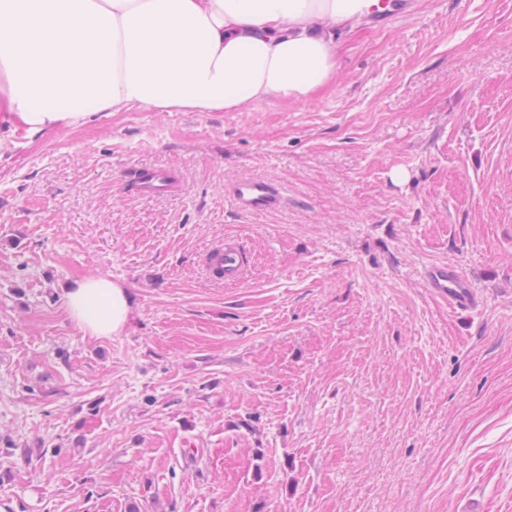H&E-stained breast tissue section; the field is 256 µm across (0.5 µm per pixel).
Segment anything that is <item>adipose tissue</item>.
<instances>
[{
  "label": "adipose tissue",
  "mask_w": 512,
  "mask_h": 512,
  "mask_svg": "<svg viewBox=\"0 0 512 512\" xmlns=\"http://www.w3.org/2000/svg\"><path fill=\"white\" fill-rule=\"evenodd\" d=\"M379 0H0V130L32 139L113 114L244 112L336 82V23ZM68 317L99 338L131 322L127 290L77 278Z\"/></svg>",
  "instance_id": "adipose-tissue-1"
}]
</instances>
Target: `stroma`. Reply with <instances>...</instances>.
Wrapping results in <instances>:
<instances>
[{
    "label": "stroma",
    "mask_w": 512,
    "mask_h": 512,
    "mask_svg": "<svg viewBox=\"0 0 512 512\" xmlns=\"http://www.w3.org/2000/svg\"><path fill=\"white\" fill-rule=\"evenodd\" d=\"M334 34L308 101L0 147V512H512V0ZM142 168L172 193L122 189ZM245 177L284 206L238 211ZM225 239L243 281L201 274ZM87 275L128 291L122 333L67 317ZM426 288L437 296L448 298L453 309L470 307L475 299L473 282L455 266L439 263L428 266L424 271Z\"/></svg>",
    "instance_id": "1"
}]
</instances>
